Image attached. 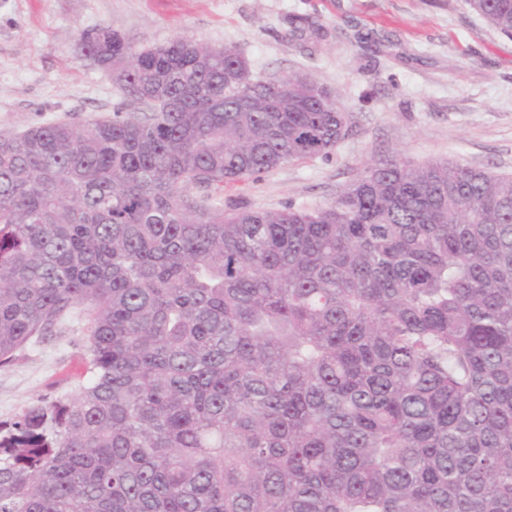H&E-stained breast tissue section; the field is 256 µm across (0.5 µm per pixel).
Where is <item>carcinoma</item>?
Here are the masks:
<instances>
[{"instance_id": "carcinoma-1", "label": "carcinoma", "mask_w": 512, "mask_h": 512, "mask_svg": "<svg viewBox=\"0 0 512 512\" xmlns=\"http://www.w3.org/2000/svg\"><path fill=\"white\" fill-rule=\"evenodd\" d=\"M466 2L512 37V0ZM103 30L84 57L145 111L0 134V366L83 318L89 369L0 423V512H512V174L395 158L226 207L331 155L335 95Z\"/></svg>"}]
</instances>
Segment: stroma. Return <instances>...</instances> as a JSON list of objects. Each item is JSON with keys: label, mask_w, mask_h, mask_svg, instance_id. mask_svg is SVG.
<instances>
[{"label": "stroma", "mask_w": 512, "mask_h": 512, "mask_svg": "<svg viewBox=\"0 0 512 512\" xmlns=\"http://www.w3.org/2000/svg\"><path fill=\"white\" fill-rule=\"evenodd\" d=\"M99 26L139 49L180 36L233 44L256 75L298 72L335 93L350 131L332 155L225 186L238 204L321 205L389 157L512 174V38L466 0H0V132L133 111L77 46L78 31ZM81 330L73 323L0 367V422L74 392L86 371Z\"/></svg>", "instance_id": "1"}]
</instances>
